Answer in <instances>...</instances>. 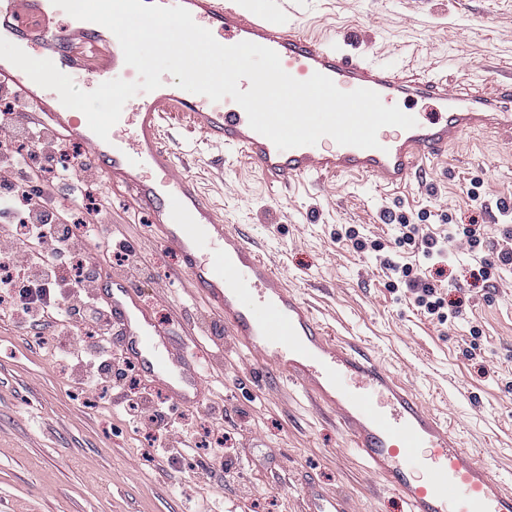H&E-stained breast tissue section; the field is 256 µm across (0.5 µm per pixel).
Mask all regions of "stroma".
<instances>
[{
	"label": "stroma",
	"mask_w": 512,
	"mask_h": 512,
	"mask_svg": "<svg viewBox=\"0 0 512 512\" xmlns=\"http://www.w3.org/2000/svg\"><path fill=\"white\" fill-rule=\"evenodd\" d=\"M256 9L293 14L303 33L371 47L397 68L464 88L512 78V0H258ZM163 136L225 223L243 226L335 335L380 358L512 485V273L485 282L452 254L442 267L441 324L387 287L375 255L339 235L355 228L394 254L389 215L425 212L431 228L445 215L482 225L494 256L506 221L498 204L512 207V141L465 133L407 188L384 192L354 178L275 188L240 153L206 142L184 121L166 123ZM472 184L475 199L466 193ZM106 207L90 221L137 247L149 272L137 289L155 319L197 332L193 352L221 410L217 424L235 443L228 470L196 476L153 456L144 432L104 400L75 398L48 347L0 319V512H304L310 479L348 495L353 512H406L334 420L278 372L253 384L251 355L211 339L216 316L175 279L181 258L154 242L148 215L121 191L108 193Z\"/></svg>",
	"instance_id": "1"
}]
</instances>
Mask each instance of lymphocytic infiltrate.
<instances>
[{
    "instance_id": "f902f5d3",
    "label": "lymphocytic infiltrate",
    "mask_w": 512,
    "mask_h": 512,
    "mask_svg": "<svg viewBox=\"0 0 512 512\" xmlns=\"http://www.w3.org/2000/svg\"><path fill=\"white\" fill-rule=\"evenodd\" d=\"M26 110L24 101L0 90V266L9 271L0 281V315L37 339L51 331L57 338L54 355L69 363L75 384L93 389L116 379L114 403L130 421L173 435L181 428L177 410L125 388L131 366L112 358L109 318L97 297L101 267L83 249L85 242L99 237L98 229L81 221L64 223L57 209L44 204L43 195L51 189L66 200L84 196L91 210H98L99 180L83 163L61 166V142L45 127L25 120ZM30 142L40 149L26 159L22 150ZM396 230L399 243L427 260L443 259L449 244L461 237L471 252L484 246L482 233L473 226L449 224L433 234L402 214ZM36 247L46 263L32 261ZM382 265L389 288L406 286L420 311L444 320L440 284L407 262L386 259Z\"/></svg>"
}]
</instances>
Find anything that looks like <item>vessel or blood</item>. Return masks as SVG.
I'll use <instances>...</instances> for the list:
<instances>
[{
    "label": "vessel or blood",
    "mask_w": 512,
    "mask_h": 512,
    "mask_svg": "<svg viewBox=\"0 0 512 512\" xmlns=\"http://www.w3.org/2000/svg\"><path fill=\"white\" fill-rule=\"evenodd\" d=\"M157 2L183 6L225 44L249 41L274 50L296 79L319 72L341 90H373L388 106L405 111L410 102L423 99L436 109L416 113L413 128H382L376 149L324 137L312 146L281 151L250 128L245 111L231 98L214 102L203 95L188 97L170 78L128 100L105 141L90 130L83 113L65 107L56 92L4 59L0 85L14 89L51 130L86 146L88 165L109 186L126 189L148 212L162 242L179 252L185 274L237 343L328 409L357 454L397 492L407 512H512V491L367 351L329 336L241 232L216 214L195 181L180 171L176 154L162 137L163 122L174 115L191 130L236 149L271 186L353 175L396 191L410 182L419 165L467 132L512 137V80L494 84L487 93H471L442 77L404 76L372 50L354 52L327 39H311L295 22L246 12L237 0ZM61 14L52 0H0V37L34 50L64 74H85L94 88L115 78L136 80L111 31L88 21L61 24ZM100 298L120 330L124 356L170 405L182 410L205 406L210 389L189 337L157 323L138 290L114 275H104ZM305 512L352 510L340 493L311 485Z\"/></svg>",
    "instance_id": "obj_1"
}]
</instances>
